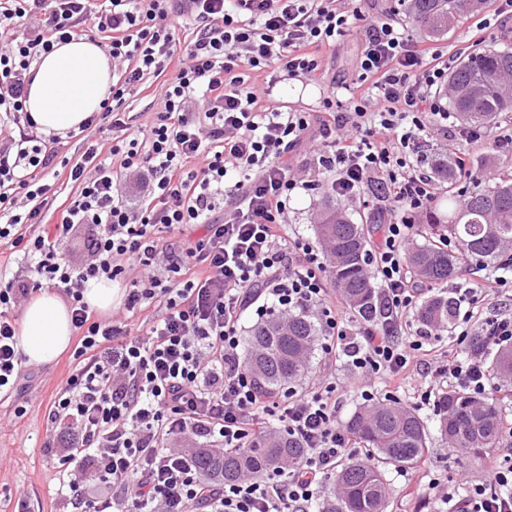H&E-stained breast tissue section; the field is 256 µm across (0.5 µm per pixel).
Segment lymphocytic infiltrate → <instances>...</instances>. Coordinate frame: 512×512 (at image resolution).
Segmentation results:
<instances>
[{
  "mask_svg": "<svg viewBox=\"0 0 512 512\" xmlns=\"http://www.w3.org/2000/svg\"><path fill=\"white\" fill-rule=\"evenodd\" d=\"M174 16L192 27L182 47ZM85 26L110 38L102 116L112 145L90 144L73 163L60 157L59 137L38 132L25 99L33 60ZM351 31L361 40L355 79L326 78L323 48ZM456 60L414 39L395 9L368 16L346 0H0V245L22 248L31 271L21 279L0 269V394L25 376L14 310L57 289L80 333L75 366L46 411L78 461L60 472L64 502L79 512H312L343 461L370 462L336 414L335 383L319 380L281 404L261 393L240 354L250 311L321 310L332 329L346 319L327 305L320 253L286 231L300 194L378 192L389 213L369 262L379 315L344 342L352 364L389 383L431 367L449 387L488 392L470 340L512 345V309L480 310L486 297H512V278L451 288L448 332L459 352L435 367L436 331L413 324L421 288L405 261L417 217L437 199L414 146L460 131L444 101ZM167 69L157 121L137 138L125 96ZM284 80H319L326 91L304 110L266 107ZM301 149L306 165L292 167L287 157ZM61 167L76 192L52 224L48 178ZM132 181L144 189L135 208L123 191ZM195 224L204 233L193 240ZM78 225L88 244L74 266L62 251ZM101 279L127 284L125 317L91 318L83 293ZM144 306L153 310L147 329L132 327ZM267 426L302 444L301 468L209 484L182 445L243 450ZM91 477L115 496H88ZM428 488L448 512H512V443L462 497L436 480Z\"/></svg>",
  "mask_w": 512,
  "mask_h": 512,
  "instance_id": "lymphocytic-infiltrate-1",
  "label": "lymphocytic infiltrate"
}]
</instances>
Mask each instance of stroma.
I'll list each match as a JSON object with an SVG mask.
<instances>
[{"label": "stroma", "mask_w": 512, "mask_h": 512, "mask_svg": "<svg viewBox=\"0 0 512 512\" xmlns=\"http://www.w3.org/2000/svg\"><path fill=\"white\" fill-rule=\"evenodd\" d=\"M477 23V18L473 17L464 25L451 29L438 39V46H453L467 54L479 47L512 45V30L495 28L479 34L475 31ZM510 128L512 119L506 117L480 137H461L452 141L426 137L422 139L420 149L429 156L448 161L454 160L456 155H465L469 160V171L456 176L458 186L462 187L482 178L486 171H497L500 161L512 163V151L501 150L495 144L496 136ZM325 199V193L321 192L310 198L299 196L291 200L287 226L290 235L318 246L313 224ZM72 369L71 352H63L52 363L35 365L31 372L32 381L21 394L0 398V512H63L57 483L59 461L68 451L52 447L53 434L44 412ZM312 370L335 374L341 386L336 393L337 415L340 420H348L363 403L360 391L366 379L343 355L337 337L320 332ZM21 406L26 407L28 413L19 419L15 411ZM443 449L442 442L431 441L425 460L405 474L399 468L387 467L386 475L392 488L388 512H436L426 492L433 472L442 473L452 488L457 487L460 476L473 479L482 476L483 461L464 452L457 458L448 459L444 457Z\"/></svg>", "instance_id": "stroma-1"}]
</instances>
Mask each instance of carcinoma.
Segmentation results:
<instances>
[{
    "label": "carcinoma",
    "mask_w": 512,
    "mask_h": 512,
    "mask_svg": "<svg viewBox=\"0 0 512 512\" xmlns=\"http://www.w3.org/2000/svg\"><path fill=\"white\" fill-rule=\"evenodd\" d=\"M488 0H410L413 21L432 39L481 11ZM449 109L465 128L480 131L512 112V48L470 53L448 75ZM433 174L448 183V223L430 225L431 239L406 253L408 267L422 283L435 285L458 275L472 263L504 257L512 250V174L466 194L456 202L454 170L448 162L432 164ZM326 259L331 286L354 315L370 321L377 292L368 275V230L355 223L345 209L326 201L314 225ZM455 302L441 292L426 298L418 310L421 322L446 324ZM317 330L305 311L280 314L256 325L247 339L243 359L260 390L275 395L308 373ZM491 374L512 384V348L497 353L488 365ZM354 443L398 467L419 464L426 457L432 435L451 448L476 458L495 448L506 433L503 406L495 394L479 398L464 390L438 395L435 425L396 401L374 402L356 410L346 423ZM299 441L274 430L256 435L242 451L197 448L194 462L208 481L233 484L246 477L262 478L304 463ZM391 484L378 466L355 459L333 475V493L318 512H387Z\"/></svg>",
    "instance_id": "cac0c4a2"
}]
</instances>
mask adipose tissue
Here are the masks:
<instances>
[{"label":"adipose tissue","instance_id":"obj_1","mask_svg":"<svg viewBox=\"0 0 512 512\" xmlns=\"http://www.w3.org/2000/svg\"><path fill=\"white\" fill-rule=\"evenodd\" d=\"M35 78L25 107L41 132L66 136L78 131L92 113L101 111L112 84V63L98 42L82 36L55 45L31 65ZM73 326L68 305L45 292L25 306L17 347L29 362H53L71 344Z\"/></svg>","mask_w":512,"mask_h":512}]
</instances>
